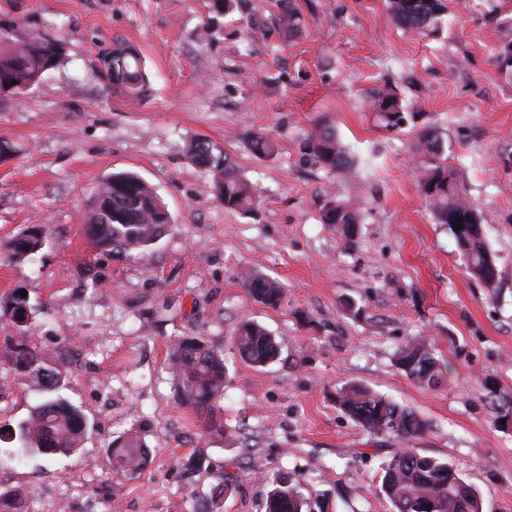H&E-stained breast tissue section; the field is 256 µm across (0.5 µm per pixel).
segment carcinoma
I'll list each match as a JSON object with an SVG mask.
<instances>
[{"label": "carcinoma", "mask_w": 512, "mask_h": 512, "mask_svg": "<svg viewBox=\"0 0 512 512\" xmlns=\"http://www.w3.org/2000/svg\"><path fill=\"white\" fill-rule=\"evenodd\" d=\"M267 38L282 43L294 39L302 19L293 0H275ZM388 11L393 22L405 31L423 34L437 28L444 11L443 0H389ZM64 40L47 39L42 35L19 40L10 30L0 26V88L21 95L35 86L48 70L62 60ZM98 77L107 90L128 98H141L148 92V77L137 50L117 45L103 53ZM385 127L398 129L406 121V106L388 89L378 91L372 99ZM256 154L273 156L278 146L265 134L252 139ZM307 150L315 163L330 171H344L349 161L334 129L318 125L307 136ZM188 153L193 162L212 175L217 198L229 211L248 212L257 203L253 187L240 178L228 158L206 141L191 143ZM417 185L439 224L448 217L466 219L475 214L461 192L455 175L448 169L444 149L435 130L429 128L419 136ZM321 221L336 227L343 247L356 244L359 224L357 204L338 191L325 193ZM170 224L168 210L155 190L133 173H118L103 181L89 208L87 231L97 245L110 251L146 249L155 244ZM46 231L30 228L20 236L1 245L10 259L24 261L45 244ZM458 249L467 260L470 275L486 287H494L495 275L488 265L492 252L479 229L467 228L452 232ZM242 286L257 301L278 307L284 299V288L275 280L248 270L241 275ZM7 321L10 331L0 336V360L7 363L14 376L41 395L27 423L19 427L23 451L45 455L73 453L83 441L86 421L81 411L61 398L59 391L66 384V373L27 341V333L35 318V309L23 293L17 291L0 301V319ZM234 345L239 356L255 367H266L279 354L275 337L254 321H245L236 330ZM396 360L406 376L421 386L433 388L440 383L439 361L420 340L414 339L400 348ZM169 362L176 379L179 401L205 415V430L224 435V422L217 412L224 399V359L202 336H185L171 349ZM338 403L345 413L369 433L387 430L409 442L422 436L428 423L408 408L357 383H348L339 390ZM148 459V450L136 431L112 441V466L123 474L141 470ZM265 501V512H313L301 492L302 479L276 474ZM235 479L226 473L213 486L211 508L234 489ZM393 507V512H463L461 499H470V512H482V501L448 460L400 448L383 468L377 487ZM28 494L0 489V512H23L22 501Z\"/></svg>", "instance_id": "carcinoma-1"}]
</instances>
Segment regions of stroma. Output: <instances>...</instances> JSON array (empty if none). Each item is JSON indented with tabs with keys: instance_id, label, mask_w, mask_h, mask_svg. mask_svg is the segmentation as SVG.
<instances>
[{
	"instance_id": "stroma-1",
	"label": "stroma",
	"mask_w": 512,
	"mask_h": 512,
	"mask_svg": "<svg viewBox=\"0 0 512 512\" xmlns=\"http://www.w3.org/2000/svg\"><path fill=\"white\" fill-rule=\"evenodd\" d=\"M302 30L267 40L266 0H0V24L25 40L46 22L66 28L64 60L29 92L0 98V243L47 231L36 259L0 251V300L25 292L36 310L32 346L68 372L61 395L88 428L71 455L20 453L0 441L6 488L32 512H192L222 473L238 477L221 512H264L272 474L305 473L325 512H390L377 491L401 438L370 434L336 402L360 383L425 419L419 452L448 459L482 499L512 512V432L494 425L490 391L512 392V69L494 55L512 0H446L442 25L418 36L395 25L387 0H294ZM135 46L145 97L107 92L99 54ZM394 90L410 121L385 129L373 93ZM332 127L351 166L332 172L307 155L315 125ZM434 128L479 214L497 280L466 271L447 225L416 188L417 135ZM265 132L274 157L256 156ZM221 148L258 206L226 211L190 141ZM138 174L171 223L149 250L102 251L88 204L107 177ZM361 209L354 247L320 221L325 191ZM256 269L286 289L281 307L253 300L240 274ZM266 327L278 358L254 368L233 347L241 320ZM183 336L224 353L223 436L175 396L168 358ZM421 338L446 368L422 387L395 363ZM38 397L0 363V429H19ZM139 430L149 463L113 474L110 446ZM201 461L194 480L183 465Z\"/></svg>"
}]
</instances>
